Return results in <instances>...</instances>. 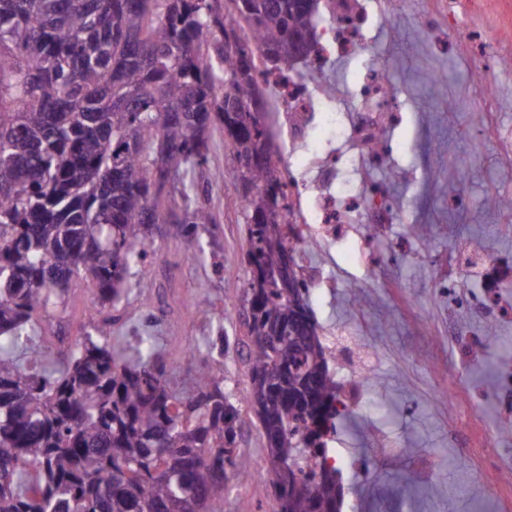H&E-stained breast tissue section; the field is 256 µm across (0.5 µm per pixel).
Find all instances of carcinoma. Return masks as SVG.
Returning <instances> with one entry per match:
<instances>
[{"label": "carcinoma", "mask_w": 512, "mask_h": 512, "mask_svg": "<svg viewBox=\"0 0 512 512\" xmlns=\"http://www.w3.org/2000/svg\"><path fill=\"white\" fill-rule=\"evenodd\" d=\"M321 0H0V512H224L247 471L240 409L218 357L175 392L152 337L119 346L111 324L57 365L37 316L79 278L99 304L127 291L170 182L206 163L221 126L246 212L252 278L249 403L267 440L279 512H336L329 442L347 415L298 272L276 277L288 239V178L273 161L259 76L307 66ZM261 41L255 53L251 37ZM171 227L194 257L196 229Z\"/></svg>", "instance_id": "obj_1"}]
</instances>
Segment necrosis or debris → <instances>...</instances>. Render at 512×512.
<instances>
[{"mask_svg":"<svg viewBox=\"0 0 512 512\" xmlns=\"http://www.w3.org/2000/svg\"><path fill=\"white\" fill-rule=\"evenodd\" d=\"M435 8L424 18L430 39L462 48L477 61L500 55L504 42L495 28H477L467 24L464 0H435ZM390 15L387 0H331L326 24L320 39L323 69L307 70L298 82L281 80L275 109L287 113L294 132L288 145L289 156L309 153L317 142L305 131L315 113L328 112L335 122L330 135L336 142V158L358 175L346 181L335 176L331 163H324L317 180L316 203L312 210L303 207L298 184L289 188L292 202L289 221L294 224L300 242L310 239L308 223L321 225L325 236L336 238L342 224H396L400 221L381 188L368 177V157L390 160L393 149L382 137L384 131L398 126L402 109L398 98L388 88V75L378 66H369L360 89L340 84L335 94H327L322 80L325 68L334 61L371 53V32L377 23ZM478 272L480 295L462 297L458 275ZM512 275V265L491 254L454 249L448 269V332L459 335L456 317L460 311H479L495 320L512 313V295L501 292L500 283Z\"/></svg>","mask_w":512,"mask_h":512,"instance_id":"necrosis-or-debris-1","label":"necrosis or debris"}]
</instances>
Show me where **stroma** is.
<instances>
[{
  "label": "stroma",
  "mask_w": 512,
  "mask_h": 512,
  "mask_svg": "<svg viewBox=\"0 0 512 512\" xmlns=\"http://www.w3.org/2000/svg\"><path fill=\"white\" fill-rule=\"evenodd\" d=\"M429 0L393 13L373 32L376 61L389 75L406 112L387 140L398 144L392 161L370 168L404 214L380 236L366 237L360 225L346 227L343 243L322 242L319 250H301L303 271L317 270L327 287L312 291L309 305L336 380L348 383L366 369L373 379L351 409L346 431L335 442L346 461L341 512H446L456 500L460 512H506L512 504V426L500 419L499 369L512 360V321L496 322L500 342L474 363L461 362L456 340L448 334V307L440 286L438 261L451 245L512 257V166H504L491 126L512 129V59L492 60L497 108L478 96L484 72L454 47L429 40L422 18ZM207 162L175 186L191 182L176 198L174 212L203 206L214 221L199 228L203 259L185 252L181 238L165 223L148 238V287L130 284L126 295L106 307L94 306L95 290L75 280L66 312L39 319L47 360H55L56 335L75 340L90 323L107 319L114 335L152 336L162 351L175 389L189 392L205 344L225 332L243 329L225 310L237 301L251 278L245 254L246 217L231 182H218L215 170H228L224 133H209ZM472 170L464 186L449 184V170ZM469 208L456 207L457 191ZM425 226L417 237L413 226ZM207 294L214 303L199 313L194 300ZM196 350L188 360L187 350ZM240 345L224 354V390L243 416L241 455L249 466L265 465L266 439L248 404L250 380ZM456 386L460 397L448 407L442 394ZM495 482L481 496L472 489L481 471ZM224 512H278L266 483L232 479Z\"/></svg>",
  "instance_id": "1"
}]
</instances>
